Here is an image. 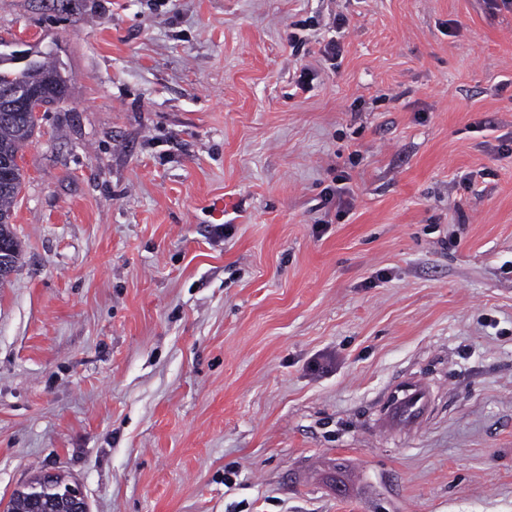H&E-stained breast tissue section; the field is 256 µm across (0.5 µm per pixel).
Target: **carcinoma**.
<instances>
[{
  "instance_id": "carcinoma-1",
  "label": "carcinoma",
  "mask_w": 512,
  "mask_h": 512,
  "mask_svg": "<svg viewBox=\"0 0 512 512\" xmlns=\"http://www.w3.org/2000/svg\"><path fill=\"white\" fill-rule=\"evenodd\" d=\"M61 73V64L48 54L36 69L25 75V80L31 85H41L47 77ZM36 125L37 120L30 114L17 116L0 112V158L11 163L9 184L0 187V241L11 248L15 265L22 255L21 242L14 233L11 222L14 205L24 180L18 159L21 150L32 138Z\"/></svg>"
}]
</instances>
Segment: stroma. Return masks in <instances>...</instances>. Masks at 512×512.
<instances>
[{"mask_svg": "<svg viewBox=\"0 0 512 512\" xmlns=\"http://www.w3.org/2000/svg\"><path fill=\"white\" fill-rule=\"evenodd\" d=\"M30 49L71 82L19 161L0 512L43 473L90 512H512V11L0 0Z\"/></svg>", "mask_w": 512, "mask_h": 512, "instance_id": "1", "label": "stroma"}]
</instances>
